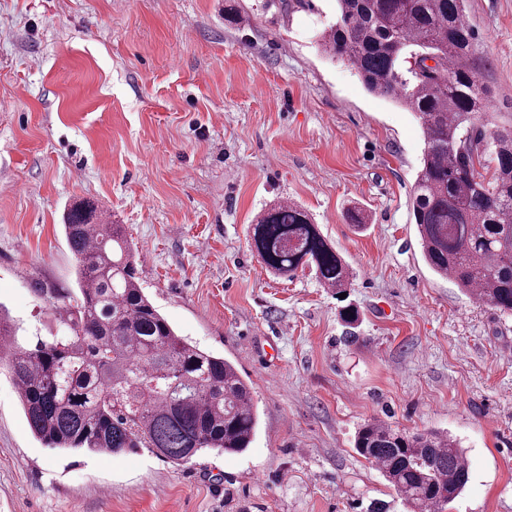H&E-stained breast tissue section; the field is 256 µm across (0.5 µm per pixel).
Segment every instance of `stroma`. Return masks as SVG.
I'll list each match as a JSON object with an SVG mask.
<instances>
[{
    "mask_svg": "<svg viewBox=\"0 0 512 512\" xmlns=\"http://www.w3.org/2000/svg\"><path fill=\"white\" fill-rule=\"evenodd\" d=\"M336 0H0V308L18 342L75 290L62 216L89 200L138 249L177 334L234 362L259 429L240 455L53 452L0 365V512H407L354 448L377 419L444 430L449 512H512V316L425 263L415 115L322 51ZM490 122L512 113V0H465ZM289 199L345 259L344 295L270 273L249 227ZM364 213L359 229L347 211ZM359 314L344 341L345 308Z\"/></svg>",
    "mask_w": 512,
    "mask_h": 512,
    "instance_id": "stroma-1",
    "label": "stroma"
}]
</instances>
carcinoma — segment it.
<instances>
[{
  "label": "carcinoma",
  "mask_w": 512,
  "mask_h": 512,
  "mask_svg": "<svg viewBox=\"0 0 512 512\" xmlns=\"http://www.w3.org/2000/svg\"><path fill=\"white\" fill-rule=\"evenodd\" d=\"M366 89L410 109L424 150L411 195L423 258L437 275L512 315V117L494 128L469 59L463 0H337L321 36ZM436 65L427 72L424 60ZM77 262L76 291L56 292L65 330L17 343L9 370L32 434L51 449L117 454L149 448L173 463L210 449L246 451L258 426L251 387L231 361L177 335L141 287L123 226L89 200L63 224ZM261 263L280 277L315 272L338 291L352 270L299 205L281 201L249 232ZM411 512H445L470 480L460 442L440 431L407 432L372 420L355 438Z\"/></svg>",
  "instance_id": "obj_1"
}]
</instances>
